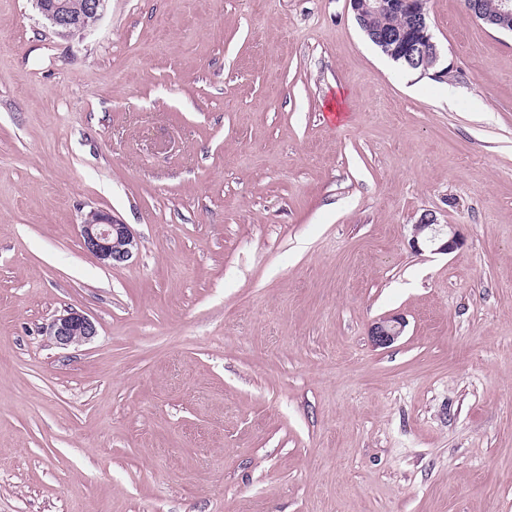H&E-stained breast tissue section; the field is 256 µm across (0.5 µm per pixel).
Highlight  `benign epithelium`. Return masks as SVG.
Here are the masks:
<instances>
[{
	"mask_svg": "<svg viewBox=\"0 0 512 512\" xmlns=\"http://www.w3.org/2000/svg\"><path fill=\"white\" fill-rule=\"evenodd\" d=\"M355 19L361 25L373 16L387 10L402 11L412 8L413 24L408 29L397 31L366 30L367 36L375 43L387 48V55L405 69L418 70L425 74L436 68L441 60L442 50L434 38L428 23L427 11L421 0H349ZM35 7L48 22L54 33L61 38L83 34L88 26L86 17L98 20L102 17L105 0H34ZM471 13L481 18L488 27L505 33H512V0H501L498 13L490 18L484 15L478 0L470 2ZM80 242L89 253L109 268L126 263L138 249L129 225L122 224L101 210L89 212L80 224ZM435 246L443 254L455 252L461 245L457 230L452 224L438 222L433 213L422 214L413 224L411 246ZM404 320L394 315L383 316L371 324L368 332L376 347L393 344L403 333ZM98 333L96 323L76 309L53 319L49 336L54 343L67 348L91 341Z\"/></svg>",
	"mask_w": 512,
	"mask_h": 512,
	"instance_id": "1",
	"label": "benign epithelium"
}]
</instances>
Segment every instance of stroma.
<instances>
[{
    "mask_svg": "<svg viewBox=\"0 0 512 512\" xmlns=\"http://www.w3.org/2000/svg\"><path fill=\"white\" fill-rule=\"evenodd\" d=\"M426 7L438 76L349 0H0V512H512V35ZM34 3L54 33L61 38L82 35L90 27L86 23L92 25L93 18L98 21L102 17L105 6V0H80L77 5L68 0H34ZM87 16L93 18L86 20ZM79 226L84 251L109 268L126 263L138 249L129 225L118 222L107 212L90 211ZM410 245L421 250L422 245L437 246L433 251L450 254L461 245L457 230L453 224H440L434 213L422 214L412 226ZM97 333L96 323L89 316L76 309L66 310V314L54 318L49 326V336L61 348L87 343ZM404 328L402 318L394 315L383 316L371 324L368 336L374 346L387 347L402 335Z\"/></svg>",
    "mask_w": 512,
    "mask_h": 512,
    "instance_id": "obj_1",
    "label": "stroma"
}]
</instances>
